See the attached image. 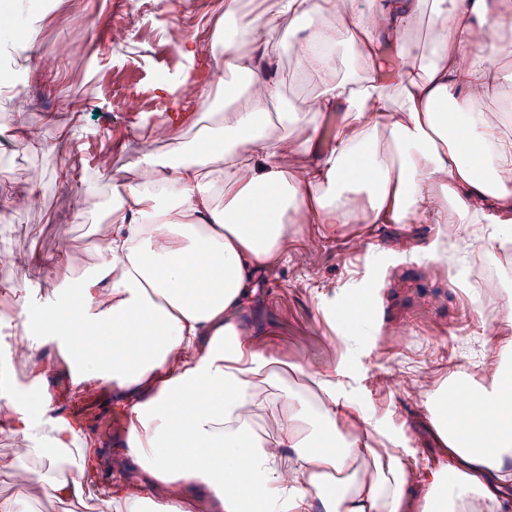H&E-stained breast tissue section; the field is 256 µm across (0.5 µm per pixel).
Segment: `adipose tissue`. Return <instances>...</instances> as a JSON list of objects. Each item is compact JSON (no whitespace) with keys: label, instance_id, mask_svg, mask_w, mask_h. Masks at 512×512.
I'll use <instances>...</instances> for the list:
<instances>
[{"label":"adipose tissue","instance_id":"1","mask_svg":"<svg viewBox=\"0 0 512 512\" xmlns=\"http://www.w3.org/2000/svg\"><path fill=\"white\" fill-rule=\"evenodd\" d=\"M421 0H227L200 43L173 33L186 58L223 50L183 109L212 117L191 140L157 118L146 147L117 168L98 161L111 193L89 243L93 268L53 289L0 373V457L27 494L0 493V512H34L45 484L62 512H501L512 495V302L497 313L481 363L486 384L449 393L429 384L423 405L442 442L415 472L403 427L383 431L348 390V365L325 371L260 348L238 313L259 276L323 226L434 224L423 247L438 270L462 243L512 250V0H435L426 53L410 34ZM293 54L313 95L283 99L278 66ZM393 72L385 82V72ZM499 94V110L477 105ZM337 113L333 141L321 119ZM366 301L320 296L328 316L366 318ZM82 398L109 389L125 416L118 465L95 491L92 440L51 416L52 377ZM422 494L408 505L411 484Z\"/></svg>","mask_w":512,"mask_h":512}]
</instances>
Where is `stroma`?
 <instances>
[{
	"mask_svg": "<svg viewBox=\"0 0 512 512\" xmlns=\"http://www.w3.org/2000/svg\"><path fill=\"white\" fill-rule=\"evenodd\" d=\"M81 3L80 9L40 18L35 45H27L19 32L10 48H0V69L11 67L16 56L27 60L31 73L21 94L35 109L23 118L40 129L43 140L39 146L0 141V197L24 190L32 168L46 174L40 210L0 217V310L44 301L46 288L64 287L66 277H78L92 265L93 219L76 216L84 180L97 179L102 154L122 164L148 146L157 115L171 112L174 101L188 95L177 81L183 68L206 78L213 60L188 63L171 48L169 31L188 15L194 38L207 41L226 0ZM63 43L68 53H59ZM435 231L432 224H376L353 240L325 230L318 246L296 248L288 261L266 271L238 316L271 351L332 370L346 352L331 341L334 326L319 309L318 294H333L365 276L380 278L382 333L364 337L354 387L378 418L404 424L416 450L408 464L416 471L441 456L417 383L478 365L484 336L483 300L476 289L434 274L420 251ZM11 253L33 259L35 270L4 264ZM55 390L56 414L78 418L99 444L102 464L91 472V482L110 483L107 461L124 428L122 410L104 390L86 403L73 399L70 381L61 374Z\"/></svg>",
	"mask_w": 512,
	"mask_h": 512,
	"instance_id": "35a3bbf8",
	"label": "stroma"
}]
</instances>
